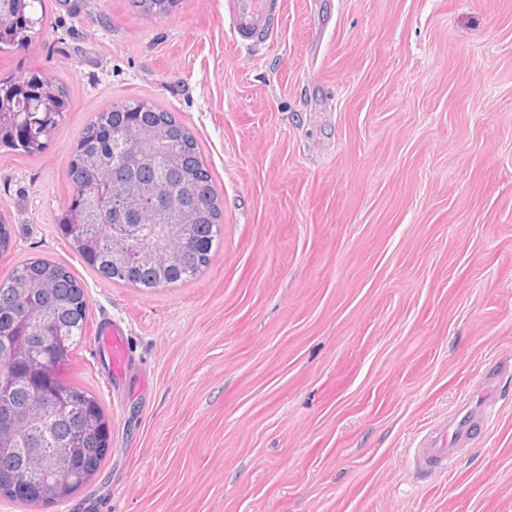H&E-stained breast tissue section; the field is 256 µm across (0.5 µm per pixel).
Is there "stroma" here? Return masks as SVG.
Listing matches in <instances>:
<instances>
[{
  "instance_id": "obj_1",
  "label": "stroma",
  "mask_w": 512,
  "mask_h": 512,
  "mask_svg": "<svg viewBox=\"0 0 512 512\" xmlns=\"http://www.w3.org/2000/svg\"><path fill=\"white\" fill-rule=\"evenodd\" d=\"M45 10L0 78L52 75L70 99L38 155L0 151V277L30 256L74 271L89 316L61 377L112 441L93 481L34 512H512V373L447 473L411 464L512 359V0H283L251 53L224 0ZM128 98L173 112L216 186L221 242L176 287L104 281L56 233L77 138ZM106 315L140 376L110 383Z\"/></svg>"
}]
</instances>
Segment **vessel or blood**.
I'll use <instances>...</instances> for the list:
<instances>
[{"label":"vessel or blood","instance_id":"1","mask_svg":"<svg viewBox=\"0 0 512 512\" xmlns=\"http://www.w3.org/2000/svg\"><path fill=\"white\" fill-rule=\"evenodd\" d=\"M224 14L238 45L248 52L263 46L282 22L277 0H225ZM98 344L110 378L120 380L135 371L128 333L120 323L102 318ZM498 379V369L483 372L447 419L428 429L414 450L417 469L429 474L447 472L463 448L482 434L485 408L497 390Z\"/></svg>","mask_w":512,"mask_h":512}]
</instances>
